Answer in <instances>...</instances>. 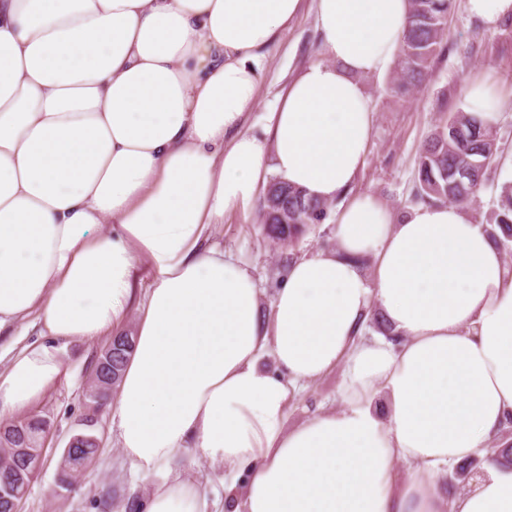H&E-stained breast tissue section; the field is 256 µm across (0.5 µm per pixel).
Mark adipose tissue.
I'll return each instance as SVG.
<instances>
[{"instance_id": "adipose-tissue-1", "label": "adipose tissue", "mask_w": 512, "mask_h": 512, "mask_svg": "<svg viewBox=\"0 0 512 512\" xmlns=\"http://www.w3.org/2000/svg\"><path fill=\"white\" fill-rule=\"evenodd\" d=\"M300 6L0 0V331L31 318L42 337L0 374V424L59 380L63 347L134 308L110 407L123 458L167 470L143 512H208L184 452L223 466L224 512H512V468L442 484L512 422V268L463 205L348 193L372 131L361 79L395 65L409 2L315 0L325 58L252 133L263 50ZM273 174L345 202L266 323L211 236ZM376 310L392 337L369 334ZM336 368L339 409L289 426L291 394Z\"/></svg>"}]
</instances>
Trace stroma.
Returning <instances> with one entry per match:
<instances>
[{
  "mask_svg": "<svg viewBox=\"0 0 512 512\" xmlns=\"http://www.w3.org/2000/svg\"><path fill=\"white\" fill-rule=\"evenodd\" d=\"M323 58L314 0H302L298 17L264 52L259 104L249 116L247 128L261 132L289 80L308 62ZM393 78L389 72L363 80L373 112L372 133L365 164L351 194H372L396 211L420 205L415 172L425 138L439 113L466 109V83L483 82L503 101L492 121L503 152L501 164L466 204L474 221L484 222L496 204L501 185L512 182V20L497 32L486 33L468 13L465 0H456L444 48L424 83L413 93L401 96L392 89ZM259 210L260 204L255 201L249 218L235 212L225 214L212 240L250 264L260 289L261 315L267 320L290 260L330 247L332 226L327 222L313 225L297 243L278 245L266 236ZM104 344L100 337L63 348L60 379L30 406L31 411L50 421L51 440L42 467L22 502V512H128L129 501L142 500L164 479L163 472L146 475L123 461L112 433V410L106 407L99 413L94 430L100 441L97 456L71 488L57 485L63 450L88 410L85 392L90 366ZM340 381V371H332L291 399L289 425L301 423L319 409H336Z\"/></svg>",
  "mask_w": 512,
  "mask_h": 512,
  "instance_id": "35a3bbf8",
  "label": "stroma"
}]
</instances>
